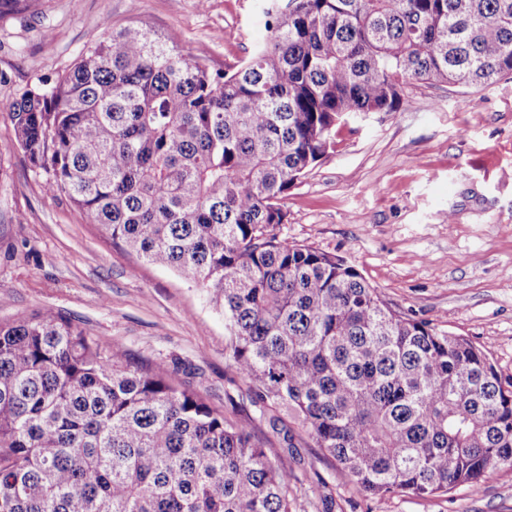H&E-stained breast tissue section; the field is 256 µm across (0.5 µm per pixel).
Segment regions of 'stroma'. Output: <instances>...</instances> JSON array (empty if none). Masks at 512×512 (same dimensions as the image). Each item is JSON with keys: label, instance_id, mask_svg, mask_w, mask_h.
Returning <instances> with one entry per match:
<instances>
[{"label": "stroma", "instance_id": "stroma-1", "mask_svg": "<svg viewBox=\"0 0 512 512\" xmlns=\"http://www.w3.org/2000/svg\"><path fill=\"white\" fill-rule=\"evenodd\" d=\"M268 0H25L0 13V321L55 310L133 358L177 365L216 408L236 392L224 316L179 272L101 235L65 197L48 196L20 149L10 105L97 41L103 23L144 26L221 70L261 41ZM289 242L345 259L393 310L464 336L512 379V80L484 89L417 84L395 112L336 130L333 151L284 199ZM308 487L333 460L300 439ZM336 512H512V469L427 498L337 487Z\"/></svg>", "mask_w": 512, "mask_h": 512}]
</instances>
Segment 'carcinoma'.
I'll return each mask as SVG.
<instances>
[{
    "instance_id": "1",
    "label": "carcinoma",
    "mask_w": 512,
    "mask_h": 512,
    "mask_svg": "<svg viewBox=\"0 0 512 512\" xmlns=\"http://www.w3.org/2000/svg\"><path fill=\"white\" fill-rule=\"evenodd\" d=\"M249 59L211 71L129 26L10 105L52 197L178 271L224 312L212 407L161 362L45 309L0 322V512H298L284 412L340 483L426 497L512 468V381L472 341L406 318L343 258L291 244L288 190L336 126L416 83L512 79V0H287ZM266 423L279 444L255 438ZM315 512H333L318 482Z\"/></svg>"
}]
</instances>
